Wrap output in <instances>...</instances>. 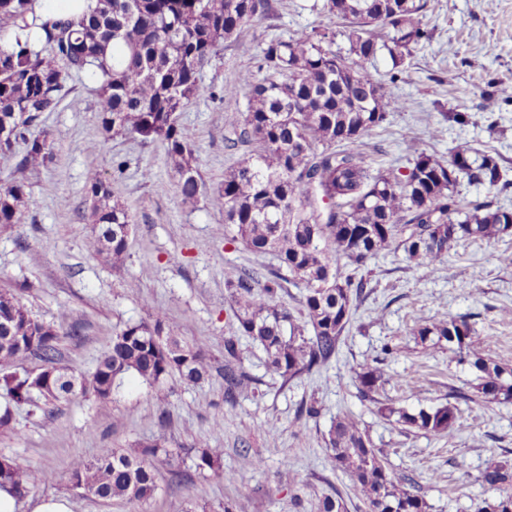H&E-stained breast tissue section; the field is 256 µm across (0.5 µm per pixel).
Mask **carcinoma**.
<instances>
[{"mask_svg": "<svg viewBox=\"0 0 512 512\" xmlns=\"http://www.w3.org/2000/svg\"><path fill=\"white\" fill-rule=\"evenodd\" d=\"M38 0H0V133L20 171L44 165L52 144L35 131L43 114L57 110L67 79L87 75L96 83L104 132L160 144L178 176L184 200L194 202L202 181L194 155L193 128L179 115L203 93L200 71L219 43L236 38L251 21L267 16L271 0H84L79 14L43 13ZM426 0H327L325 8L342 30L305 29L289 38L265 41L256 70L224 87V95L245 92L247 112L239 138L256 143L254 153L224 173L223 186L208 196L224 211V231L255 254L277 264L259 278L241 273L227 279V302L242 335L266 354L267 373L285 381L319 371L336 354L363 299L367 281L344 269L366 268L382 251L403 253L422 267L448 255L466 239L490 241L512 230V210L467 201L458 185L496 186L501 168L491 154L455 149L448 159L417 153L406 173L374 170L357 142L380 128L393 112L408 108L391 85L404 72L414 49L428 40ZM348 56L333 49L336 37ZM391 61L389 78L376 69L378 56ZM83 220L94 234L88 247L119 267L130 235L127 210L114 200L112 185L97 169L85 178ZM328 204L319 210L317 198ZM31 204L28 184L0 185V226L22 221ZM304 285L299 308L278 303L286 274ZM412 335L427 347L442 343L476 374L477 398L512 401V365L464 353L472 327L465 317L440 316L415 324ZM59 328L34 318L17 296L0 291V388L9 401L0 408V429L13 421L16 406L46 409L91 392L107 410L124 378L155 386V400L168 397L164 380L189 383L210 370L204 353L172 335L166 314L129 325L88 373L60 361ZM51 365L33 372L20 365L29 357ZM224 398L232 403L258 380L242 366L238 339L224 337ZM390 375L379 365L357 373L362 397L373 400ZM450 403L399 412L404 429L438 435L461 429ZM325 444L336 469L345 472L370 512H427L425 499L391 475L362 421L338 416ZM158 444L141 455L104 448L93 462L77 459L71 479L103 499L142 503L153 497ZM222 448L198 456L197 467L220 470ZM45 473L6 460L0 487L28 493ZM490 486L512 488V465L496 464L480 475ZM315 512H347L334 489L316 499Z\"/></svg>", "mask_w": 512, "mask_h": 512, "instance_id": "carcinoma-1", "label": "carcinoma"}]
</instances>
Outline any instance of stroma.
I'll return each mask as SVG.
<instances>
[{
    "label": "stroma",
    "instance_id": "stroma-1",
    "mask_svg": "<svg viewBox=\"0 0 512 512\" xmlns=\"http://www.w3.org/2000/svg\"><path fill=\"white\" fill-rule=\"evenodd\" d=\"M326 0H273L266 19L221 43L201 72L205 94L180 115L196 134L195 150L206 191L252 151L239 142L249 97L225 96L226 85L254 66L271 36L311 27L332 28ZM430 40L405 62L396 94L406 111L360 139L373 168L405 169L415 148L447 157L459 146L497 157L507 187L461 183L463 196L512 207V101L490 100L494 86H512V0H428ZM58 111L42 124L53 141L44 167L26 173L32 203L21 224L0 228V290L14 292L38 320L59 325L63 362L90 370L126 325L162 309L175 333L202 347L214 370L199 383L167 379L168 403L138 377L126 380L109 410L93 394L61 401L42 412L23 407L13 428L0 431V457L48 473L30 500L55 497L70 512H311L317 495L339 489L348 512H367L347 474L336 470L324 437L340 413L360 419L375 448L398 478L412 479L428 512H478L498 489L478 478L490 465L512 463V402L472 401L476 383L468 365L448 349H426L410 330L441 314L466 317L474 329L472 352L512 364V233L491 242L462 240L433 269L412 268L383 252L370 264L363 301L353 312L335 357L320 372L291 382L265 374L266 354L245 336L225 301V281L241 272L265 275L272 257L257 256L224 237V214L206 199L184 202L160 144L114 137L100 124L96 84L69 79ZM467 115L465 124L448 113ZM99 169L133 227L122 270L87 248L91 229L82 219L85 177ZM238 336L243 366L262 378L258 393L224 400V339ZM382 362L391 380L378 402L361 397L356 374ZM457 401L461 431L431 436L405 432L381 416L379 404L409 411ZM318 400V417L297 418L300 402ZM159 443L173 460L159 459L158 490L144 503L105 501L75 488V459L101 449L135 451ZM224 451L223 473L196 469L203 447ZM262 460L259 468L249 459Z\"/></svg>",
    "mask_w": 512,
    "mask_h": 512
}]
</instances>
